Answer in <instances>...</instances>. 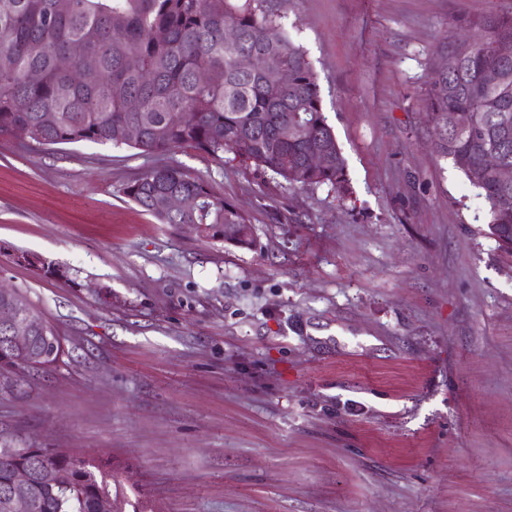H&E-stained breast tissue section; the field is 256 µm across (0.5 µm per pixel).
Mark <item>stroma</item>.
Returning <instances> with one entry per match:
<instances>
[{
    "label": "stroma",
    "instance_id": "obj_1",
    "mask_svg": "<svg viewBox=\"0 0 512 512\" xmlns=\"http://www.w3.org/2000/svg\"><path fill=\"white\" fill-rule=\"evenodd\" d=\"M263 7L350 193L173 150L249 217L240 249L125 198L136 150L1 136L0 283L66 354L0 371V438L101 457L156 512H512V257L425 110L439 45L512 0Z\"/></svg>",
    "mask_w": 512,
    "mask_h": 512
}]
</instances>
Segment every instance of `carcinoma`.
I'll return each mask as SVG.
<instances>
[{"instance_id": "obj_1", "label": "carcinoma", "mask_w": 512, "mask_h": 512, "mask_svg": "<svg viewBox=\"0 0 512 512\" xmlns=\"http://www.w3.org/2000/svg\"><path fill=\"white\" fill-rule=\"evenodd\" d=\"M54 0H0V135L41 145L92 142L127 146L143 156L189 146L219 160L249 162L292 187L347 191L346 161L324 115L319 86L305 51L263 0H71L66 13ZM237 32L233 42L228 30ZM512 42V15L484 33L442 49L445 70L432 75L425 99L435 150L478 190L488 233L512 256V182L482 166L497 153L512 166V61L492 50ZM75 46L96 59L98 78L79 83L56 65ZM255 56L244 71L238 57ZM140 66L128 64L130 56ZM499 71L493 85L485 73ZM207 70L201 84L197 73ZM288 72V84L281 74ZM38 74L31 81L28 75ZM288 133H283V126ZM325 154L324 165L309 163ZM187 194L196 207L180 214L163 208L166 195ZM123 194L161 224H199L198 236L240 248L256 245L251 221L209 181L180 164L145 169ZM0 308L22 323L36 311L27 295L0 288ZM43 344L19 358L0 350V367L24 372L29 360L44 367ZM19 469L29 472L27 512H154L131 503L117 473L82 451L51 455L45 448L0 443V512H14L7 492Z\"/></svg>"}]
</instances>
